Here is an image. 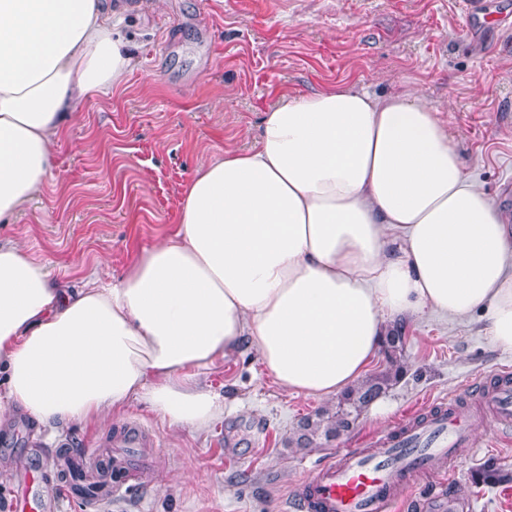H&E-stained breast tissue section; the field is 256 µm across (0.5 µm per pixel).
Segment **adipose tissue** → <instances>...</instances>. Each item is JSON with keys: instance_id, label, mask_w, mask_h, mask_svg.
<instances>
[{"instance_id": "1", "label": "adipose tissue", "mask_w": 512, "mask_h": 512, "mask_svg": "<svg viewBox=\"0 0 512 512\" xmlns=\"http://www.w3.org/2000/svg\"><path fill=\"white\" fill-rule=\"evenodd\" d=\"M138 65L102 0H0V222L38 196L65 125ZM482 312L512 350V215L462 171L417 91L285 96L258 143L203 157L179 227L73 289L0 245V426L98 425L131 402L202 430L243 345L283 389L358 384L396 319Z\"/></svg>"}]
</instances>
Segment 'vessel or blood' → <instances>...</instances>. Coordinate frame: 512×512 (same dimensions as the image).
Segmentation results:
<instances>
[{"mask_svg": "<svg viewBox=\"0 0 512 512\" xmlns=\"http://www.w3.org/2000/svg\"><path fill=\"white\" fill-rule=\"evenodd\" d=\"M483 409L503 427L512 426V374L502 373L497 386L481 396ZM474 428L456 401L430 409L425 418L407 416L374 443L373 450L354 448L331 457L309 480L297 485L294 512H396L399 492L415 500L414 486L428 473L431 459L453 460L457 447L472 443ZM108 495L124 498L129 468L112 462L103 475Z\"/></svg>", "mask_w": 512, "mask_h": 512, "instance_id": "obj_1", "label": "vessel or blood"}]
</instances>
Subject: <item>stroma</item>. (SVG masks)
<instances>
[{
    "label": "stroma",
    "mask_w": 512,
    "mask_h": 512,
    "mask_svg": "<svg viewBox=\"0 0 512 512\" xmlns=\"http://www.w3.org/2000/svg\"><path fill=\"white\" fill-rule=\"evenodd\" d=\"M112 0L137 68L110 98H91L56 148L53 176L9 224L0 244L21 246L51 276L81 286L92 270L120 277L135 256L174 232L183 189L201 156L247 148L265 110L281 97L357 85L376 94L405 87L443 111L464 173L512 211V0ZM406 375L371 404L340 440L302 449L288 439L333 400L296 394L264 372L255 348L211 373L227 397L206 430L174 429L131 403L106 422L35 429L23 413L0 427V512L13 492L29 502L56 479L62 450L121 447L143 430L132 487L112 512H283L293 488L318 464L480 384L494 385L512 351L496 348L481 313L465 320L428 313L404 318ZM474 445L453 463H433L449 495L472 512H512V483L477 486L488 458L512 469V441L471 400Z\"/></svg>",
    "instance_id": "35a3bbf8"
}]
</instances>
